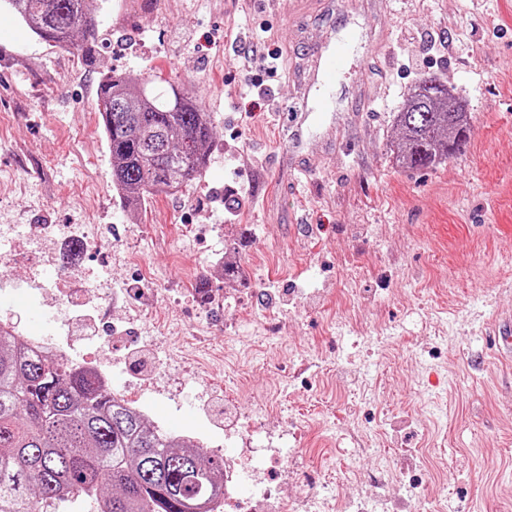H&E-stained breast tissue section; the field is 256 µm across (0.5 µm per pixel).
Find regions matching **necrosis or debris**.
<instances>
[{
  "instance_id": "1",
  "label": "necrosis or debris",
  "mask_w": 512,
  "mask_h": 512,
  "mask_svg": "<svg viewBox=\"0 0 512 512\" xmlns=\"http://www.w3.org/2000/svg\"><path fill=\"white\" fill-rule=\"evenodd\" d=\"M357 417L359 427L345 429L344 435L354 445L353 455L371 451L375 461L347 493L337 492L322 465L324 457L334 455V448H302V430L284 428V409L275 401L243 411L225 425L223 439L192 434L197 446L224 458V491L209 501L210 512H445V499L437 489V461L418 454L406 460L389 453L392 421L380 408L375 389H368ZM270 421L277 427L267 435L261 454L250 442L256 426ZM226 439L239 442V449L225 451ZM267 456L279 460L287 493H280L266 472Z\"/></svg>"
}]
</instances>
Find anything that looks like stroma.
<instances>
[{"instance_id":"1","label":"stroma","mask_w":512,"mask_h":512,"mask_svg":"<svg viewBox=\"0 0 512 512\" xmlns=\"http://www.w3.org/2000/svg\"><path fill=\"white\" fill-rule=\"evenodd\" d=\"M96 50L49 45L0 11V225L13 232L8 273L18 292L37 281L48 303L91 319L70 325L72 360L102 359L114 391H136L149 422L175 433L224 429L228 361L199 354L196 370L172 364L207 311L220 346L239 289L259 318L280 324L250 369L260 400L277 398L298 424L353 410L356 384L311 364L288 378V347L317 343L345 359L336 330L342 289L354 314H378L394 339L369 366L385 383L396 445L445 463L449 503L502 512L512 498V350L485 331L512 316V0H99ZM360 25L355 61L368 100L330 117L336 147L313 130L305 171L288 154L286 115L300 54L329 30ZM267 24L264 51L285 53L267 94L247 86L233 58L238 27ZM114 72L157 75L210 113L214 135L201 177L179 191L125 205L112 169L98 85ZM446 84L469 120L464 152L436 166H398L394 118L422 79ZM54 224H90L88 242L52 237ZM140 265L115 263L114 248ZM157 268L148 283L142 266ZM103 282L100 298L92 285ZM448 330L428 366L447 372L445 416L431 420L417 375L405 367L430 325ZM110 340H102L103 332ZM153 356L139 379L132 352Z\"/></svg>"}]
</instances>
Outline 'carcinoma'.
<instances>
[{
	"label": "carcinoma",
	"mask_w": 512,
	"mask_h": 512,
	"mask_svg": "<svg viewBox=\"0 0 512 512\" xmlns=\"http://www.w3.org/2000/svg\"><path fill=\"white\" fill-rule=\"evenodd\" d=\"M45 42L65 47L75 33L92 52L97 0H0ZM112 184L132 203L190 185L213 136L208 113L171 83L119 75L99 84ZM394 154L428 168L462 152L468 118L435 78L414 87L395 116ZM224 478V459L179 435L145 426L96 379L61 358L0 337V512H58L90 499L94 512H201Z\"/></svg>",
	"instance_id": "1"
}]
</instances>
